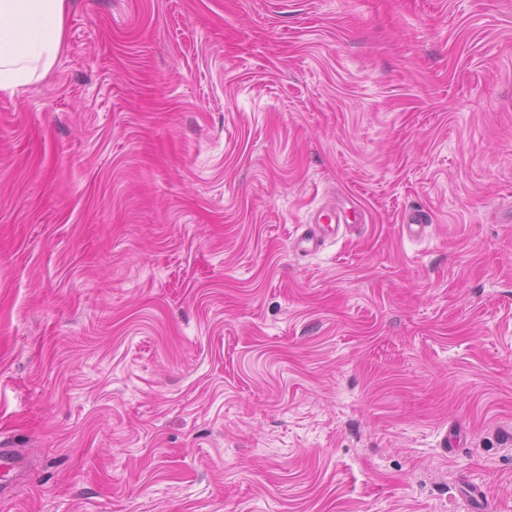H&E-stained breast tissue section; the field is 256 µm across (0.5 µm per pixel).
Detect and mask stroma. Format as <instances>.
<instances>
[{
    "instance_id": "1",
    "label": "stroma",
    "mask_w": 512,
    "mask_h": 512,
    "mask_svg": "<svg viewBox=\"0 0 512 512\" xmlns=\"http://www.w3.org/2000/svg\"><path fill=\"white\" fill-rule=\"evenodd\" d=\"M0 441V512H512V0H71L0 93ZM321 226L318 222L307 225L296 239V249L303 253H313L319 250L324 245V240L319 232Z\"/></svg>"
}]
</instances>
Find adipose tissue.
Returning a JSON list of instances; mask_svg holds the SVG:
<instances>
[{"label":"adipose tissue","instance_id":"obj_1","mask_svg":"<svg viewBox=\"0 0 512 512\" xmlns=\"http://www.w3.org/2000/svg\"><path fill=\"white\" fill-rule=\"evenodd\" d=\"M68 0H0V92L42 81L62 50Z\"/></svg>","mask_w":512,"mask_h":512}]
</instances>
